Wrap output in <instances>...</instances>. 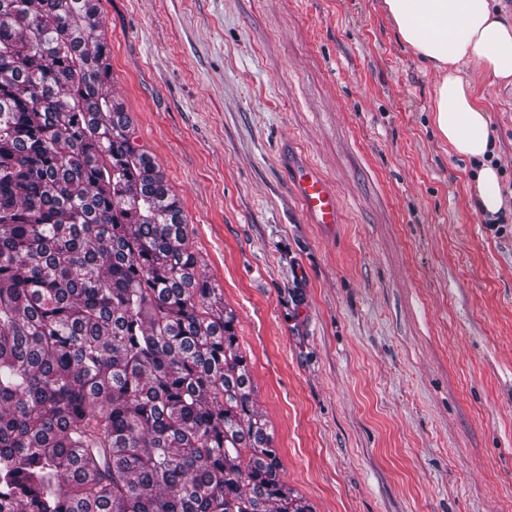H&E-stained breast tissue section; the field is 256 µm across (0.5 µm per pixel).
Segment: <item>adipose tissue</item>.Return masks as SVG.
I'll use <instances>...</instances> for the list:
<instances>
[{
	"instance_id": "ef3b65f1",
	"label": "adipose tissue",
	"mask_w": 512,
	"mask_h": 512,
	"mask_svg": "<svg viewBox=\"0 0 512 512\" xmlns=\"http://www.w3.org/2000/svg\"><path fill=\"white\" fill-rule=\"evenodd\" d=\"M384 5L402 40L438 75L434 122L456 155L477 162V207L485 216L498 215L505 199L491 162L495 141L469 71L512 83V14L496 12L494 0H384Z\"/></svg>"
}]
</instances>
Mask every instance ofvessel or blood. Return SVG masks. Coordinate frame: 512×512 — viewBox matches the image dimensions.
Instances as JSON below:
<instances>
[{
  "mask_svg": "<svg viewBox=\"0 0 512 512\" xmlns=\"http://www.w3.org/2000/svg\"><path fill=\"white\" fill-rule=\"evenodd\" d=\"M292 190L310 223H340L337 194L326 177L306 158L291 162Z\"/></svg>",
  "mask_w": 512,
  "mask_h": 512,
  "instance_id": "obj_1",
  "label": "vessel or blood"
}]
</instances>
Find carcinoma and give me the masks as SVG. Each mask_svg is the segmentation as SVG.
<instances>
[{"label":"carcinoma","instance_id":"1","mask_svg":"<svg viewBox=\"0 0 512 512\" xmlns=\"http://www.w3.org/2000/svg\"><path fill=\"white\" fill-rule=\"evenodd\" d=\"M95 0H0V512H304Z\"/></svg>","mask_w":512,"mask_h":512}]
</instances>
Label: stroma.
<instances>
[{"instance_id": "35a3bbf8", "label": "stroma", "mask_w": 512, "mask_h": 512, "mask_svg": "<svg viewBox=\"0 0 512 512\" xmlns=\"http://www.w3.org/2000/svg\"><path fill=\"white\" fill-rule=\"evenodd\" d=\"M99 20L294 494L512 512V213L476 207L383 0H100ZM471 76L511 191L512 85ZM285 145L335 186L336 231L301 213Z\"/></svg>"}]
</instances>
